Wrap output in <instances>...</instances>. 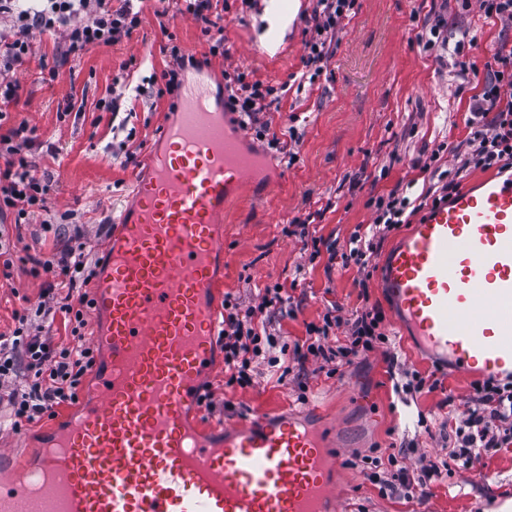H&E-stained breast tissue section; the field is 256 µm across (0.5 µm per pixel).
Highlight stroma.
Returning <instances> with one entry per match:
<instances>
[{
    "mask_svg": "<svg viewBox=\"0 0 512 512\" xmlns=\"http://www.w3.org/2000/svg\"><path fill=\"white\" fill-rule=\"evenodd\" d=\"M313 0H254L245 10L224 15V54L210 55L199 25L181 15L175 0H145L138 29L108 46L90 49L80 60L58 65L62 39L42 34L26 62L0 74L17 84L19 98L8 107L10 124L36 127L40 145L32 152L39 175H51L48 208L31 223L15 225L6 215L10 237H21L30 254L84 246L93 262H102L104 243L127 204L137 175L164 122L171 118L170 98L145 96L152 77L161 75L168 58L163 51L175 36L182 52L209 63L198 73L211 76L210 89L224 90V72L233 68L272 86L291 82L301 72L304 43L312 25ZM456 15L455 0H356L354 14L339 35L333 55L314 86L288 91L266 117L272 131L287 132L290 115H298L302 134L294 164L279 153L263 150L281 180L267 195L245 197L224 210L223 289L257 304L258 292L275 283L295 282L293 314H276L272 327L287 345L304 342L308 323L320 322L327 307L343 318L378 306L384 329L394 340L401 363L391 371L382 351L353 358L335 373L319 361L304 364L307 389L299 391L293 374L279 375L260 366L249 388L224 385V369L208 378L216 401L227 411L200 412V423L222 429L262 411L312 420L335 435L344 429L343 454L348 465L338 488L343 512H512V447L483 453L479 463L457 468L444 480L415 486L412 493L383 496L365 476L360 461L371 449L403 442L417 448L402 459L419 473L422 458L446 453L447 417H462L472 396L471 380L439 370L390 317L389 303L377 279L361 284L356 266L329 260L330 249H343L358 226L372 223L370 197L407 189L418 196L437 182V170L424 169L439 151L440 169L455 165V147L465 139L469 100L474 84L459 85L451 60L427 52L415 40L416 19L436 11ZM458 26L477 33L468 54L477 68L492 59L501 35L500 21L485 18L479 8L456 15ZM57 68L55 81L42 72ZM186 70V77H193ZM120 94V115L128 116L135 135L129 155L117 153L112 139L114 115L98 111L100 98ZM306 220L309 236L319 241L312 255L306 239L289 231L293 219ZM47 277L32 276L15 263L10 277L0 276V333H11L13 311L37 306ZM434 376L438 387L421 394H399L404 371ZM99 371L91 369L78 388V400L55 409L19 433L0 432V444L15 448L28 465L49 431L76 419L91 402Z\"/></svg>",
    "mask_w": 512,
    "mask_h": 512,
    "instance_id": "35a3bbf8",
    "label": "stroma"
}]
</instances>
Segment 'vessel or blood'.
Masks as SVG:
<instances>
[{
    "instance_id": "obj_1",
    "label": "vessel or blood",
    "mask_w": 512,
    "mask_h": 512,
    "mask_svg": "<svg viewBox=\"0 0 512 512\" xmlns=\"http://www.w3.org/2000/svg\"><path fill=\"white\" fill-rule=\"evenodd\" d=\"M179 109L93 285L107 317L98 398L23 478L10 480L16 457L0 448V512H338L342 460L318 431L261 416L215 441L188 422L224 327L218 226L262 177L202 95H183ZM379 286L437 364L501 375L512 362V176L429 210L383 255Z\"/></svg>"
}]
</instances>
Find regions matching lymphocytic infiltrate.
<instances>
[{
	"instance_id": "lymphocytic-infiltrate-1",
	"label": "lymphocytic infiltrate",
	"mask_w": 512,
	"mask_h": 512,
	"mask_svg": "<svg viewBox=\"0 0 512 512\" xmlns=\"http://www.w3.org/2000/svg\"><path fill=\"white\" fill-rule=\"evenodd\" d=\"M355 0H316L312 13L310 36L305 41L304 70L300 83L312 84L322 75L330 54V46L351 15ZM13 17L10 38L0 39V71L22 65L33 53L35 34L57 32L63 38L65 59L81 58L91 47L110 45L131 35L142 23L134 12L132 0L113 6L112 0H0V14ZM279 99L277 87L249 80L247 74L232 70L224 74V109L237 114L241 126L254 130L257 138L270 137L266 122L260 116ZM468 133L456 154L459 167L441 172L439 191H427L419 200L399 190L369 198L374 220L367 232H353L348 249L340 255L342 266H356L363 279H370L369 266L377 244L386 233L409 223L411 216L428 204H439L456 192L463 172L471 169L503 172L512 168V47L500 42L494 49L493 63L487 66L482 88L472 98L466 120ZM37 140L35 128L26 123L0 133V214L13 212L17 220L27 219L44 210L49 186L36 176L31 150ZM31 274H53L45 292L46 299L34 314H16L19 326L11 334L0 333V401L10 408L12 429L34 423L55 407L76 400L77 389L95 364L91 349L82 346L87 321L85 313L93 301L88 294H73L76 280L90 281L95 274L83 249H69L61 256L31 257ZM284 284L266 287L258 305H243L239 299H224V384L247 388L261 364L277 366L273 354L278 338L267 329L268 314L288 302ZM61 312L63 326L72 345L53 342L47 321L52 312ZM384 315L378 307L364 308L350 320H343L335 309H328L321 323L306 327V350L300 360L313 357L340 367L352 358L365 355L388 344L383 328ZM345 329L342 342L328 347L326 339L335 330ZM27 371L31 381L18 387L20 371ZM472 405L464 418L450 431L456 448L447 457H434L422 466L418 478H411L399 463L406 448L384 456L367 457L370 480L380 491L410 488L413 483L441 477L453 463L473 465L483 451L512 446V382L502 385L485 381L474 384Z\"/></svg>"
}]
</instances>
